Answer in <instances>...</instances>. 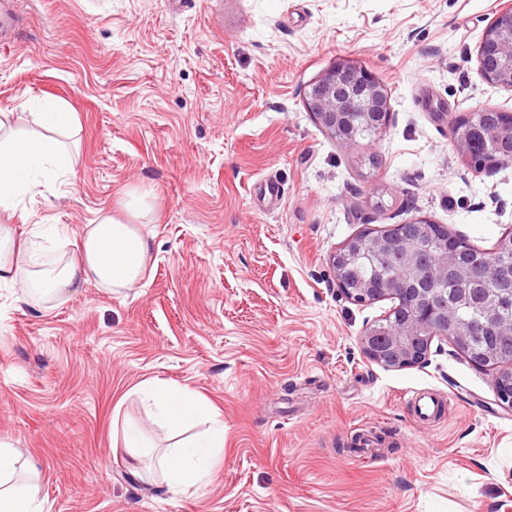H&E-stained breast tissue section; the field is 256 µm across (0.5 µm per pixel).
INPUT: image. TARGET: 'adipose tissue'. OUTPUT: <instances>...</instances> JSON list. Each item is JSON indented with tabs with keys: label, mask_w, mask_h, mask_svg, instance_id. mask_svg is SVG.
Returning a JSON list of instances; mask_svg holds the SVG:
<instances>
[{
	"label": "adipose tissue",
	"mask_w": 512,
	"mask_h": 512,
	"mask_svg": "<svg viewBox=\"0 0 512 512\" xmlns=\"http://www.w3.org/2000/svg\"><path fill=\"white\" fill-rule=\"evenodd\" d=\"M44 135L18 136L11 113L0 110V211H16L22 202L47 183L73 171L66 141L74 126L70 113L52 102L41 104L38 115ZM61 267L42 261L38 250H19L14 228L0 225V284H17L23 298L58 297L92 280L113 289L136 287L143 279L154 242L140 225L110 215L87 225L71 243ZM148 397L171 431L179 432L202 419L205 408L193 394L162 381L148 385ZM224 447L223 427L205 437L166 449L156 457V470L169 492L178 494L204 484L210 461ZM34 464L12 445L0 442V512H43Z\"/></svg>",
	"instance_id": "obj_1"
}]
</instances>
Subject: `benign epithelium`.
Here are the masks:
<instances>
[{
    "label": "benign epithelium",
    "instance_id": "benign-epithelium-1",
    "mask_svg": "<svg viewBox=\"0 0 512 512\" xmlns=\"http://www.w3.org/2000/svg\"><path fill=\"white\" fill-rule=\"evenodd\" d=\"M476 58L478 69L487 83L512 89L511 2L495 12L478 44ZM357 98L362 99L373 113L374 134L380 137L391 119L390 102L383 85L363 66L351 62L334 65L313 85L306 99L307 108L315 121L344 148L354 144L351 131L345 128L344 121ZM496 116L494 134L508 140L509 148L504 156L492 161L495 167L504 160H512V113L499 111ZM474 117L473 112L459 116L451 126L454 130L451 140L454 152L470 168L477 163L471 149L472 138L480 132ZM432 224L431 219L418 217L408 227L395 224L383 234H357L330 256L340 291L355 303L391 298L399 286L408 282L417 285L413 305L390 323L387 347L382 348L374 341V336L378 335L374 325L367 327L362 336L366 356L385 367L403 368L424 362L431 342L437 336L450 340L461 351L469 348L471 337L481 336L488 331L498 336L512 337V322L504 324L493 313L478 325H460L456 322L457 308L468 302L465 289H460L450 304L439 285L448 279L450 273L459 281H466L470 276V267L462 261L458 250L448 248L434 263L426 265L421 262L419 244ZM382 253L395 255V265L389 276L377 286L370 281L359 280L355 287H347L344 275L354 259ZM484 274L489 282L500 285L502 303L512 305V264L487 266ZM493 385L498 405L512 410L511 362L498 366Z\"/></svg>",
    "mask_w": 512,
    "mask_h": 512
}]
</instances>
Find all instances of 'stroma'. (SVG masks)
<instances>
[{
	"instance_id": "obj_1",
	"label": "stroma",
	"mask_w": 512,
	"mask_h": 512,
	"mask_svg": "<svg viewBox=\"0 0 512 512\" xmlns=\"http://www.w3.org/2000/svg\"><path fill=\"white\" fill-rule=\"evenodd\" d=\"M502 0H22L0 47V108L74 113V171L0 224L69 238L104 214L154 241L138 286L88 282L34 307L0 288V441L37 466L44 512H512V411L493 370L447 340L424 363L370 361L394 302L341 293L329 256L425 216L480 250L512 228V162L478 173L455 115L512 113L477 47ZM367 67L391 106L341 147L305 102L333 64ZM374 156L376 169L361 160ZM384 199L385 209L375 206ZM160 380L224 423L208 482L180 494L114 450L172 440L141 393ZM442 397L420 422L412 399ZM491 110H476L469 113V115L459 116L455 118L452 123L451 130H454V135L451 140L454 152L458 155L463 164L473 169V165L477 163V159L472 153V138L473 135L480 132L478 125L474 122L476 114L482 112H489Z\"/></svg>"
}]
</instances>
